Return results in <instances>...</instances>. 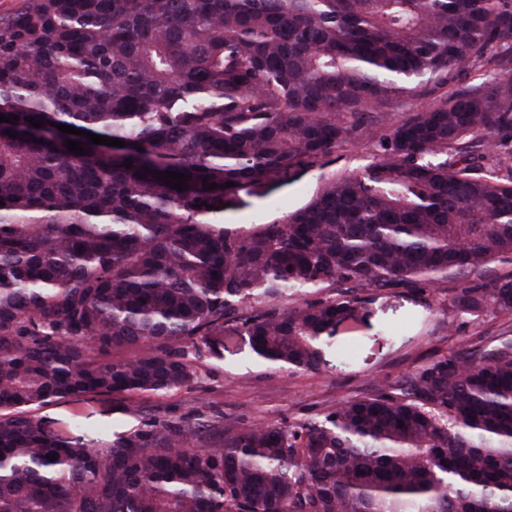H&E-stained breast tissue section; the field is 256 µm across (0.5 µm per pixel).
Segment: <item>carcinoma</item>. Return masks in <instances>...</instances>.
I'll use <instances>...</instances> for the list:
<instances>
[{"label": "carcinoma", "instance_id": "cac0c4a2", "mask_svg": "<svg viewBox=\"0 0 512 512\" xmlns=\"http://www.w3.org/2000/svg\"><path fill=\"white\" fill-rule=\"evenodd\" d=\"M2 114L0 512H512V323L211 448L189 420L90 446L32 413L164 395L236 336L316 370L364 291L452 278L457 315H512V275L481 276L512 259V0H21L0 14ZM370 127L363 168L224 223ZM307 288L329 294L283 304ZM320 170H311L299 180L264 199L251 198L249 206L224 213L226 224H265L286 211L303 205L314 190ZM277 203V206L273 204Z\"/></svg>", "mask_w": 512, "mask_h": 512}]
</instances>
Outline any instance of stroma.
Returning <instances> with one entry per match:
<instances>
[{
  "label": "stroma",
  "instance_id": "obj_1",
  "mask_svg": "<svg viewBox=\"0 0 512 512\" xmlns=\"http://www.w3.org/2000/svg\"><path fill=\"white\" fill-rule=\"evenodd\" d=\"M317 171L249 206L226 212L228 224H264L303 205L317 183ZM449 285L432 288L433 311H424L407 296L368 293L369 316L348 360L328 356L317 371H293L264 364L253 354L248 337L218 358L194 359V383L157 397L114 395L89 401L62 400L37 408L45 421L82 418L93 428L127 431L143 427L153 415L199 422L194 440L204 446L223 441V426L235 423H281L320 420L325 409L346 398L368 393L431 358L449 353L477 329L495 330L498 319L474 323L456 317Z\"/></svg>",
  "mask_w": 512,
  "mask_h": 512
}]
</instances>
